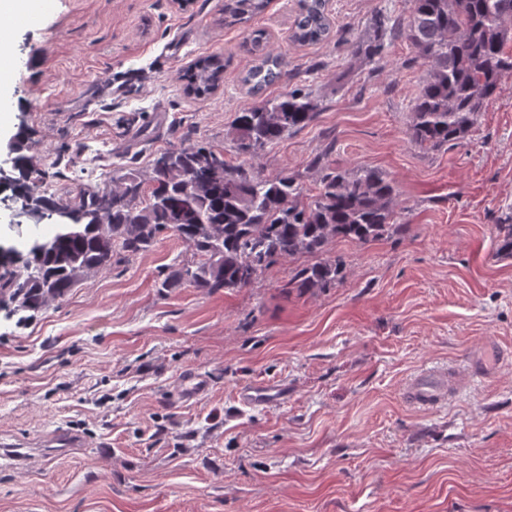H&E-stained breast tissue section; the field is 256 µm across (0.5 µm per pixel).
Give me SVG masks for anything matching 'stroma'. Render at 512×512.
I'll return each instance as SVG.
<instances>
[{"label": "stroma", "mask_w": 512, "mask_h": 512, "mask_svg": "<svg viewBox=\"0 0 512 512\" xmlns=\"http://www.w3.org/2000/svg\"><path fill=\"white\" fill-rule=\"evenodd\" d=\"M297 9L271 0L228 26L224 0H45L0 30V143L23 137L54 198L111 185L123 165L150 173L186 142L294 179L306 202L325 173L379 169L401 225L366 244L332 238L344 277L314 293L287 285L307 256L241 289L166 290L193 254L167 229L23 325L0 310V436L33 446L0 467V512H512V257L496 251L512 224V77L463 138L425 150L410 138L429 70L402 31L411 0H328L332 33L313 44L291 39ZM255 29L283 77L251 95ZM210 55L226 63L218 88L187 94V67ZM296 88L313 121L239 154L237 112ZM20 208L0 186V266L53 230ZM188 370L211 387L175 402ZM427 371L453 382L433 408L405 395ZM257 383L287 393L242 406ZM61 429L82 447L42 455Z\"/></svg>", "instance_id": "35a3bbf8"}]
</instances>
